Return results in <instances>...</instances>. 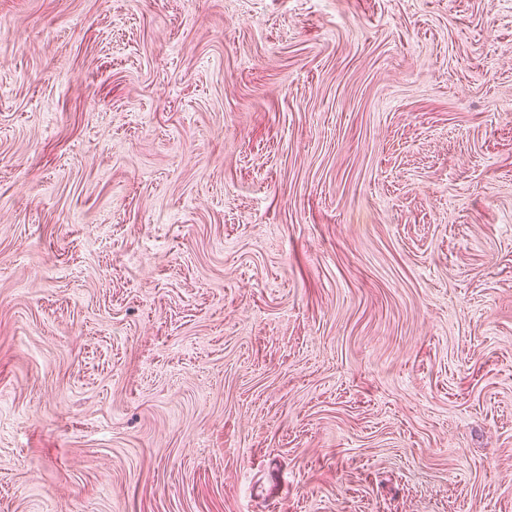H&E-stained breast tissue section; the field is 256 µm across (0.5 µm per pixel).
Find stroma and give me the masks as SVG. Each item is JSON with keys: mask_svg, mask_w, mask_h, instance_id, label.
<instances>
[{"mask_svg": "<svg viewBox=\"0 0 512 512\" xmlns=\"http://www.w3.org/2000/svg\"><path fill=\"white\" fill-rule=\"evenodd\" d=\"M0 512H512V0H0Z\"/></svg>", "mask_w": 512, "mask_h": 512, "instance_id": "stroma-1", "label": "stroma"}]
</instances>
